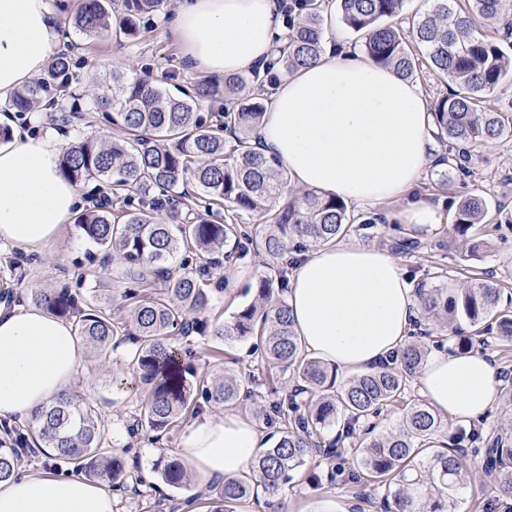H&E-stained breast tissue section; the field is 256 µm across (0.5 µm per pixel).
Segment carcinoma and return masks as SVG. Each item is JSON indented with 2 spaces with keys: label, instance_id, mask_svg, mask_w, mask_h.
<instances>
[{
  "label": "carcinoma",
  "instance_id": "1",
  "mask_svg": "<svg viewBox=\"0 0 512 512\" xmlns=\"http://www.w3.org/2000/svg\"><path fill=\"white\" fill-rule=\"evenodd\" d=\"M115 0H82L74 27L87 37L112 35ZM119 32L138 34L142 19L159 10L163 0H121ZM410 0H334L336 18L359 36L364 54L376 64L408 78L433 73L449 91L433 106L435 137L448 147L440 158L463 174L467 148L512 138V115L483 107L512 76V0H442L425 12L406 14ZM490 22L502 29L489 39L477 26ZM286 44L265 67L204 81L191 89L164 92L148 79L129 80L112 74V95L95 98L106 120L115 126L108 142L87 138L62 152L60 175L76 184L96 183V205L78 215L82 235L106 255H115L127 287L122 298L131 306L128 318L112 316L73 293L67 286L31 292L34 304L70 321L87 354L110 361L119 344H128L124 365L150 387L143 413L129 431L169 433L206 406L240 407L242 396H257L255 415L279 438L255 459L250 474L227 478L211 493L234 509L247 504L260 486L270 497L289 482L344 477L352 455V483L370 486L382 503L397 512H455L464 483L460 455L470 446L485 456L486 473L494 476L497 498L512 501V431L486 435L475 426L431 447L446 423L411 384L427 361L429 349L411 340L397 359L339 381L336 371L308 356L288 312L286 291L295 255L311 246L337 242L354 223L373 224L377 217L355 216L343 199L323 198L290 187L286 169L249 146L260 124L263 103L253 89H266L316 58L324 47L325 17L321 0H295L288 6ZM76 80L67 52L58 54L46 74L18 89L10 108L20 112L57 105ZM224 99L220 112L206 115L197 104ZM208 199L204 212L190 204L188 186ZM165 217H160V213ZM249 214L262 227L260 246L274 264V276L257 283L255 299L232 319L210 315L212 289L190 266L243 259L254 243L239 219ZM487 202L461 198L453 230L468 247V232L485 223ZM422 318L466 353L473 339L512 341V310L501 308L502 292L494 278H473L457 288L418 285ZM473 328L463 334L461 323ZM206 336L227 346L256 339L260 366L292 372V394L273 398L276 390L258 375L240 378L226 370L220 376L200 373L193 350L173 345L172 336ZM268 394L261 393V387ZM407 408L402 422L386 435H375L374 420L384 408ZM338 427L331 441L324 431ZM14 443L0 444V480L17 473L30 455L40 452L67 461L88 477L126 488L122 458L105 447L93 401L70 391L37 411L25 431L3 427ZM157 467L163 481L187 489L190 474L181 460L159 449Z\"/></svg>",
  "mask_w": 512,
  "mask_h": 512
}]
</instances>
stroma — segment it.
<instances>
[{"instance_id": "stroma-1", "label": "stroma", "mask_w": 512, "mask_h": 512, "mask_svg": "<svg viewBox=\"0 0 512 512\" xmlns=\"http://www.w3.org/2000/svg\"><path fill=\"white\" fill-rule=\"evenodd\" d=\"M48 3L64 38L62 47L69 50L76 65L78 87L83 96L76 102L66 96L59 107L17 115V123L25 126L32 135L51 133L66 143L83 137L111 139L112 127L105 123L93 99L96 94L111 92L112 73L117 69L130 78H150L166 90L199 81V74L188 68L179 45L168 33V26L175 16L174 0H166L163 7L146 20L137 37L117 39L89 38L75 31L72 18L79 0H48ZM469 168L470 172L465 176L450 173L447 184L441 186L437 183L439 166L429 165L419 180L418 195L446 203L478 195L487 201L490 209L501 206L512 214V138L493 140L474 148ZM401 207L398 201L354 206V213L377 214L381 221L371 225L354 224L350 240L393 248L391 228L400 222ZM450 230V225H440L429 234L416 236L418 245L415 250L398 252L397 257L407 275L430 287L446 285L453 288L481 273H491L502 284L504 298L512 299V227L503 226L491 236L485 225H476L470 230V237L486 240L487 245L473 253L452 244ZM89 249V243L73 225L68 227L63 239L42 254L0 243V284H8L13 289L6 302L7 308L29 306L28 293L32 289L74 285L80 272L85 275V283L80 286L84 298L120 306L124 284L112 261L100 251L94 263H87ZM269 274L263 255L257 249L251 250L231 270H211L208 279L216 312L228 317L238 307L249 304L255 296L258 280ZM228 281L233 284L229 291L224 288ZM124 356V351L118 349L106 364L83 358L86 372L79 376L74 388L81 393L94 392L99 408L98 424L108 446L114 455L124 459L129 474L138 480L135 490L113 492L114 512H169L164 505L166 499L181 502L188 494L205 492L206 487L195 478L189 490H174L164 483L155 468L158 447L167 448L171 455L182 456L179 431L166 434L157 444L148 441L143 434L134 438L129 436L126 426L139 416L147 387L135 380L122 389L113 387L112 377L119 373ZM194 364L201 372H215L227 367L242 376L256 373L259 368L258 357L247 340L226 348L220 360L211 358L205 350H198ZM461 462L465 485L457 496L456 512H487L494 498L492 478L485 475L472 449H465ZM363 492L360 486L327 483L312 486L292 482L275 502H268L263 496L254 498L245 505L244 512H316L325 500L334 503L335 512H384L380 503L364 501Z\"/></svg>"}]
</instances>
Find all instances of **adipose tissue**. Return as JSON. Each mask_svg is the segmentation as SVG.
Here are the masks:
<instances>
[{
    "label": "adipose tissue",
    "instance_id": "ef3b65f1",
    "mask_svg": "<svg viewBox=\"0 0 512 512\" xmlns=\"http://www.w3.org/2000/svg\"><path fill=\"white\" fill-rule=\"evenodd\" d=\"M276 0H180L170 27L189 68L203 76L266 62L284 35ZM60 40L47 0H0V102L43 68ZM318 58L271 90L251 144L276 158L292 185L360 206L403 201L404 223L429 232L441 205L415 198L431 162L433 117L419 85L343 44L335 20ZM0 241L43 251L75 213L78 189L59 173L61 143L33 136L0 114ZM286 302L303 350L345 372L391 362L421 311L413 284L387 249L338 241L300 254ZM84 367L72 326L50 312L0 308V427L29 421L70 390ZM414 387L456 423L484 416L502 379L484 352L430 355ZM266 438L243 415L194 417L180 446L203 482L247 472ZM0 512H113L111 495L79 476L33 473L0 482Z\"/></svg>",
    "mask_w": 512,
    "mask_h": 512
}]
</instances>
